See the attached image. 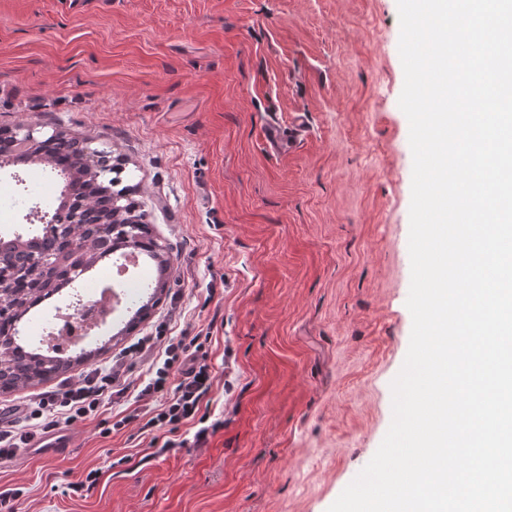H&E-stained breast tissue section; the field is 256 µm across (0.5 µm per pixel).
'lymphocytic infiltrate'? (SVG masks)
Instances as JSON below:
<instances>
[{
    "instance_id": "obj_1",
    "label": "lymphocytic infiltrate",
    "mask_w": 512,
    "mask_h": 512,
    "mask_svg": "<svg viewBox=\"0 0 512 512\" xmlns=\"http://www.w3.org/2000/svg\"><path fill=\"white\" fill-rule=\"evenodd\" d=\"M159 345L164 348V360L140 394L147 398L160 394L164 400L144 411L145 421L140 430L145 433L166 425L175 429L193 422L198 426L196 442L205 441L209 433L220 427L209 415L212 377L205 342L195 337L166 341L162 336L151 335L138 338L113 357L111 364L88 369L40 393L23 407L21 419H0V464L11 461L38 434L71 427L95 412L103 399L123 397L125 388L121 380L127 372L128 359L144 356ZM173 372L178 373L179 380L171 389L167 381Z\"/></svg>"
}]
</instances>
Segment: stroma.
<instances>
[{
    "label": "stroma",
    "instance_id": "1",
    "mask_svg": "<svg viewBox=\"0 0 512 512\" xmlns=\"http://www.w3.org/2000/svg\"><path fill=\"white\" fill-rule=\"evenodd\" d=\"M399 38L397 0H0V128L120 161L168 262L158 295L145 266L134 331L123 310L89 339L96 364L159 325L209 335L222 423L140 433L138 358L72 453L0 468L18 512H327L371 460L412 329ZM298 113L295 150L269 149L265 123ZM14 172L16 223L53 213L50 166Z\"/></svg>",
    "mask_w": 512,
    "mask_h": 512
}]
</instances>
